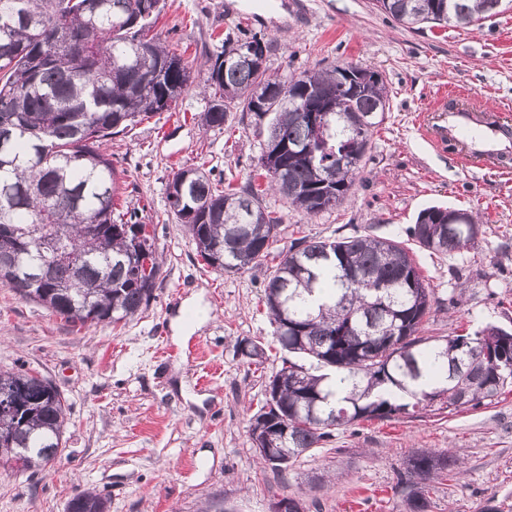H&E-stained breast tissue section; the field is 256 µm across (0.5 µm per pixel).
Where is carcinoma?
I'll return each instance as SVG.
<instances>
[{"mask_svg": "<svg viewBox=\"0 0 512 512\" xmlns=\"http://www.w3.org/2000/svg\"><path fill=\"white\" fill-rule=\"evenodd\" d=\"M407 25L468 27L505 0H374ZM165 0H0V285L67 323L117 324L146 309L160 277L153 237L139 210L119 211V178L106 145L114 135L171 107L193 85L191 67L148 37ZM224 45L266 53L269 43L226 35ZM210 104L203 129H223L228 113L249 116L264 146L267 182L224 184L198 165L170 213L198 256L223 272H258L284 216L263 204L272 191L305 216L342 203L354 186L377 117L389 108L382 74L352 63L299 74H270L226 51L206 54ZM324 114L325 148L314 162L288 148L310 145L299 107ZM448 208L423 209L408 239L436 255L475 245L460 225L425 239ZM432 288L405 242L377 235L292 241L266 275L263 303L274 338L290 355L266 385L251 425L257 458L281 468L360 420L390 419L441 405L452 412L497 400L512 387V332L488 325L472 334L421 335ZM21 392L15 413L0 412V448L24 453V469L58 455L65 399L50 379L24 367L0 372V392ZM459 454L419 448L400 472L405 512H427V482L460 469ZM94 492L66 512H105Z\"/></svg>", "mask_w": 512, "mask_h": 512, "instance_id": "1", "label": "carcinoma"}]
</instances>
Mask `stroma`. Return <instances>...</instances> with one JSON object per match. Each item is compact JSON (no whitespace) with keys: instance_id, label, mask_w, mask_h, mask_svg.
<instances>
[{"instance_id":"35a3bbf8","label":"stroma","mask_w":512,"mask_h":512,"mask_svg":"<svg viewBox=\"0 0 512 512\" xmlns=\"http://www.w3.org/2000/svg\"><path fill=\"white\" fill-rule=\"evenodd\" d=\"M153 32L200 74L206 52L223 50L229 33L271 41L272 73L346 62L379 71L389 110L348 199L307 217L266 195L284 216L270 264L302 234L402 240L428 206L468 209L482 224L474 247L414 251L433 290L422 334L512 331V157L466 164L462 143L438 150L424 136L440 120L434 99L448 89L458 92L454 107L512 122V8L470 27L409 28L373 0H276L272 8L266 0H166ZM208 105L191 88L107 145L122 173L118 209H142L163 256L142 314L114 327H73L0 286V370L39 372L70 405L50 466L19 473L0 465V512H65L83 491L105 496L108 512H271L288 496L305 512H402L397 484L408 455L451 447L463 474L428 483L429 512H512V392L489 406L360 421L287 467L258 464L251 419L283 357L260 301L264 276L203 264L167 201L179 168L201 165L237 187L257 170L263 138L249 118L234 112L226 128L206 131L199 115ZM243 340L266 346L265 359L242 356ZM316 473L336 481L311 488Z\"/></svg>"}]
</instances>
